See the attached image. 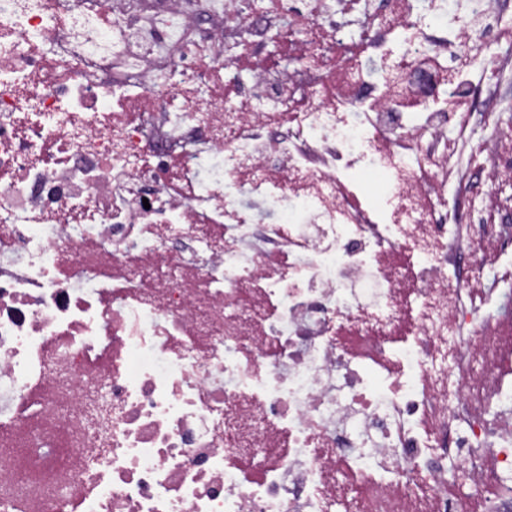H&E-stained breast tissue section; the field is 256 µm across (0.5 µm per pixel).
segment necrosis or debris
<instances>
[{"label":"necrosis or debris","instance_id":"necrosis-or-debris-1","mask_svg":"<svg viewBox=\"0 0 512 512\" xmlns=\"http://www.w3.org/2000/svg\"><path fill=\"white\" fill-rule=\"evenodd\" d=\"M290 9L0 0V512H512V226L431 197L512 0H308L225 106ZM293 17H294L293 15L284 17L281 20V25L279 26L278 30L274 31V32H278L280 34L279 56L278 57L271 56L270 51L273 50V47L268 43L266 46L267 41L264 40L263 43L258 47V50H257L258 59L268 58L270 60L271 64L274 63L273 65L278 64L281 67L285 66L284 59L291 58V55L288 52H286V47L283 44H284V41L288 40V29L291 30L290 21ZM291 31L295 34V36L297 38H299V39L302 38V36L299 35L297 32H295L294 30H291ZM484 268L480 274H473L468 282H478L481 291L474 298L482 299L488 288L506 289L507 293L512 292V256L509 253L500 251L494 240L483 242Z\"/></svg>","mask_w":512,"mask_h":512}]
</instances>
